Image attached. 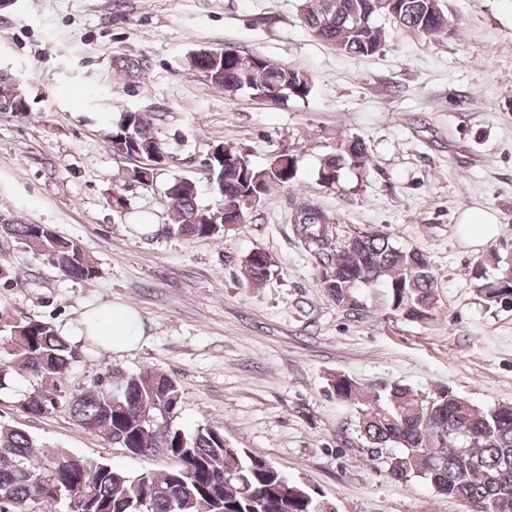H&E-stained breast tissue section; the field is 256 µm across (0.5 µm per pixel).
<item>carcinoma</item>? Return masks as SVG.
<instances>
[{
	"mask_svg": "<svg viewBox=\"0 0 512 512\" xmlns=\"http://www.w3.org/2000/svg\"><path fill=\"white\" fill-rule=\"evenodd\" d=\"M386 15L405 32L431 38L452 32L441 0H298L301 26L343 54L371 57L385 38L375 18ZM188 63L211 83L233 95L243 89L276 105L312 92L308 73L275 65L234 47L199 50ZM26 101L17 88L0 89V110L15 111ZM112 146L136 159L149 173L169 157L152 132L146 113L123 112L107 133ZM368 152L358 140H343L323 159L318 180L332 188L344 165L366 167ZM219 198L210 212L197 204L198 185L176 178L166 186L173 224L186 238L216 236L247 221L271 185L291 183L297 160L284 152L267 167H253L246 152L219 143L202 163ZM296 234L323 266V286L336 305L361 315L368 303L425 321L435 310V274L428 257L393 246L381 232L358 231L334 238V219L303 202L292 218ZM0 234L44 257L58 271L91 281L97 267L76 241L46 224H0ZM502 242L473 271L477 296L489 306L512 307V268ZM251 285L271 275L272 258L255 251L245 260ZM80 353L55 325L36 317H16L0 307V391L23 371L36 387L20 406L43 415L59 406L82 428L136 456L161 450L177 461L169 470L132 476L108 463L73 458L39 443L25 431L0 423V512H48L64 502L67 512H336V505L305 483L290 478L263 458L224 439V429L206 424L192 432L173 427L183 402L178 382L149 368L133 374L106 370L81 390L67 388L68 373ZM327 392L357 407L367 461H377L392 477L425 480L439 496L466 512H512V406H477L447 388L421 391L401 384L368 390L355 379L333 375Z\"/></svg>",
	"mask_w": 512,
	"mask_h": 512,
	"instance_id": "carcinoma-1",
	"label": "carcinoma"
}]
</instances>
